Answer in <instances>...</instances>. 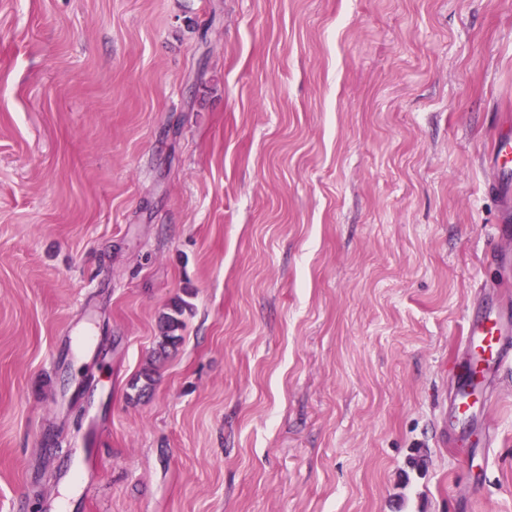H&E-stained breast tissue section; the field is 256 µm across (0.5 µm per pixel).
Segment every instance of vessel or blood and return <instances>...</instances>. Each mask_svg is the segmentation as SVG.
Returning a JSON list of instances; mask_svg holds the SVG:
<instances>
[{
    "label": "vessel or blood",
    "instance_id": "obj_1",
    "mask_svg": "<svg viewBox=\"0 0 512 512\" xmlns=\"http://www.w3.org/2000/svg\"><path fill=\"white\" fill-rule=\"evenodd\" d=\"M496 179L494 189L504 197L502 223L512 222V135L496 136L488 152ZM462 341L467 356L455 368L456 387L448 402V429L477 423L491 406L487 387L505 364L512 363V316L486 305L467 318Z\"/></svg>",
    "mask_w": 512,
    "mask_h": 512
}]
</instances>
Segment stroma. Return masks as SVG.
I'll use <instances>...</instances> for the list:
<instances>
[{"instance_id":"stroma-1","label":"stroma","mask_w":512,"mask_h":512,"mask_svg":"<svg viewBox=\"0 0 512 512\" xmlns=\"http://www.w3.org/2000/svg\"><path fill=\"white\" fill-rule=\"evenodd\" d=\"M511 112L512 0H0V512H512ZM488 157L497 177L492 186L499 195L504 196L501 224H510L512 222V135L509 133L497 135L488 152ZM183 314V306L175 304L173 314H165L161 319V333L159 336L158 347L161 353H165L168 348H175L182 340L178 331L182 330L184 324L179 318ZM512 315L485 306L465 321L462 342L467 356L455 368L456 387L448 401V435L460 423L476 424L491 406L487 387L512 363ZM511 336V338H510Z\"/></svg>"}]
</instances>
